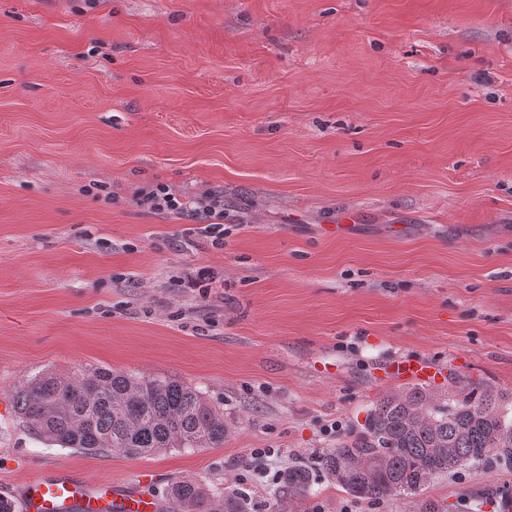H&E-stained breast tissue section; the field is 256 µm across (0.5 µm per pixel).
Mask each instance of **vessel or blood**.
Segmentation results:
<instances>
[{"instance_id": "1", "label": "vessel or blood", "mask_w": 512, "mask_h": 512, "mask_svg": "<svg viewBox=\"0 0 512 512\" xmlns=\"http://www.w3.org/2000/svg\"><path fill=\"white\" fill-rule=\"evenodd\" d=\"M390 370L402 380L428 381L434 368L415 360L394 362ZM21 512H162L163 505L144 495L137 484L88 482L61 470L31 473L19 494Z\"/></svg>"}]
</instances>
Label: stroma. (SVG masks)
I'll use <instances>...</instances> for the list:
<instances>
[{
  "instance_id": "35a3bbf8",
  "label": "stroma",
  "mask_w": 512,
  "mask_h": 512,
  "mask_svg": "<svg viewBox=\"0 0 512 512\" xmlns=\"http://www.w3.org/2000/svg\"><path fill=\"white\" fill-rule=\"evenodd\" d=\"M157 183L222 192L223 245L131 203ZM411 358L437 404L512 391V0H0V495L70 469L270 512L250 452L335 447ZM95 367L196 387L223 447L85 455L20 422L30 379ZM313 478L295 512L412 507ZM492 485L512 470L421 495ZM390 371L401 380L426 382L439 376L434 368L415 360L395 361L390 366ZM170 496L183 512H247L237 493L209 490L191 478L172 486Z\"/></svg>"
}]
</instances>
